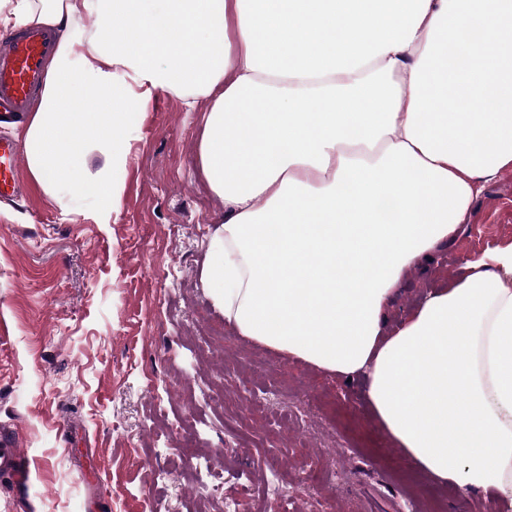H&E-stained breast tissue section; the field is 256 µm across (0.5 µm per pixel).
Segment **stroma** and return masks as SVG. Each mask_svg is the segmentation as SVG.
I'll return each instance as SVG.
<instances>
[{"instance_id": "stroma-1", "label": "stroma", "mask_w": 512, "mask_h": 512, "mask_svg": "<svg viewBox=\"0 0 512 512\" xmlns=\"http://www.w3.org/2000/svg\"><path fill=\"white\" fill-rule=\"evenodd\" d=\"M198 124L160 94L132 133L120 208L101 224L42 189L0 204V429L30 486L0 475V512H77L79 464L100 465L98 512H407V480L443 512H500L436 484L378 427L363 382L238 335L202 281L224 204L197 173ZM512 244V168L466 225L406 272L397 326L468 259ZM224 483L202 494L205 463Z\"/></svg>"}]
</instances>
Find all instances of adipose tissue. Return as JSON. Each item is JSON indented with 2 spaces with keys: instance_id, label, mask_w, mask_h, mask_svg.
Segmentation results:
<instances>
[{
  "instance_id": "1",
  "label": "adipose tissue",
  "mask_w": 512,
  "mask_h": 512,
  "mask_svg": "<svg viewBox=\"0 0 512 512\" xmlns=\"http://www.w3.org/2000/svg\"><path fill=\"white\" fill-rule=\"evenodd\" d=\"M18 25L62 32L22 133L49 198L118 212L130 131L179 98L224 202L202 280L225 323L364 377L437 482L512 497V245L384 323L512 168V0H0Z\"/></svg>"
}]
</instances>
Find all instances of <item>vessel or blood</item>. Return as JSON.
<instances>
[{
	"mask_svg": "<svg viewBox=\"0 0 512 512\" xmlns=\"http://www.w3.org/2000/svg\"><path fill=\"white\" fill-rule=\"evenodd\" d=\"M59 40L60 32L54 27L27 28L0 46V122L21 119L29 112L43 90L47 64ZM20 155L13 140L0 137V202L17 200L28 192ZM0 474L23 484L29 480L24 450L10 434L0 435Z\"/></svg>",
	"mask_w": 512,
	"mask_h": 512,
	"instance_id": "obj_1",
	"label": "vessel or blood"
}]
</instances>
